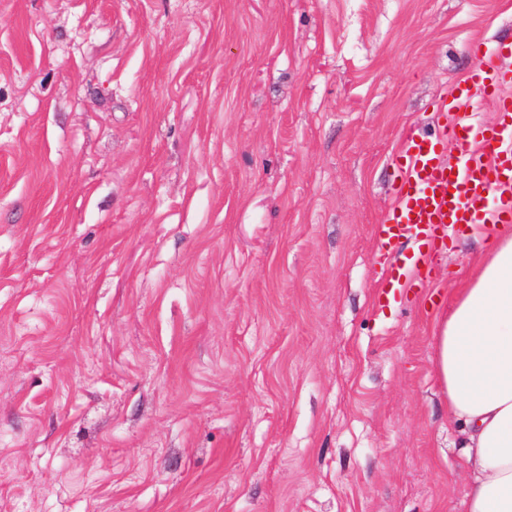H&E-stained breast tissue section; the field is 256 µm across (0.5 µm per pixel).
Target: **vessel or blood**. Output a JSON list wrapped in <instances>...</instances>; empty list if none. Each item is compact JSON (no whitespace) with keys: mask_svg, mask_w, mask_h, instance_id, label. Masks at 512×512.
<instances>
[{"mask_svg":"<svg viewBox=\"0 0 512 512\" xmlns=\"http://www.w3.org/2000/svg\"><path fill=\"white\" fill-rule=\"evenodd\" d=\"M503 59H512L511 41L477 49L466 76L439 103L434 133L402 137L392 204L376 236L386 252L404 238L419 242L410 259L415 282L428 278L430 257L447 245L449 228L512 224V69L500 67ZM484 99L494 101V117L474 121V107ZM450 144L453 166L444 159Z\"/></svg>","mask_w":512,"mask_h":512,"instance_id":"obj_1","label":"vessel or blood"}]
</instances>
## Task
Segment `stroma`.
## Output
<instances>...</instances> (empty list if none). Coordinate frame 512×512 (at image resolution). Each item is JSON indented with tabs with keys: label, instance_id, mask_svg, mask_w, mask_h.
Returning <instances> with one entry per match:
<instances>
[{
	"label": "stroma",
	"instance_id": "1",
	"mask_svg": "<svg viewBox=\"0 0 512 512\" xmlns=\"http://www.w3.org/2000/svg\"><path fill=\"white\" fill-rule=\"evenodd\" d=\"M512 0H0V512H464L375 227Z\"/></svg>",
	"mask_w": 512,
	"mask_h": 512
}]
</instances>
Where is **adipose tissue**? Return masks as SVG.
<instances>
[{
    "instance_id": "adipose-tissue-1",
    "label": "adipose tissue",
    "mask_w": 512,
    "mask_h": 512,
    "mask_svg": "<svg viewBox=\"0 0 512 512\" xmlns=\"http://www.w3.org/2000/svg\"><path fill=\"white\" fill-rule=\"evenodd\" d=\"M449 412L467 426V512H512V234L499 233L433 336Z\"/></svg>"
}]
</instances>
